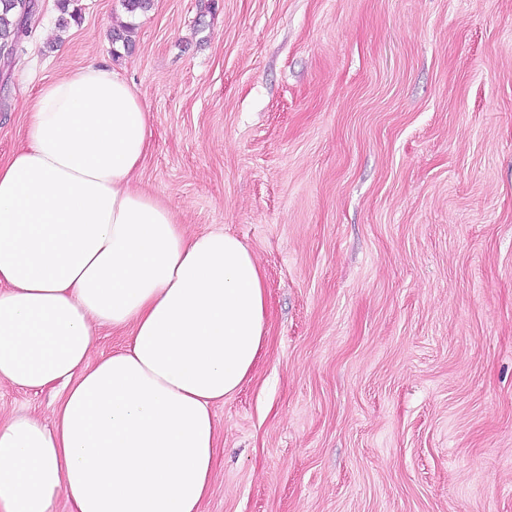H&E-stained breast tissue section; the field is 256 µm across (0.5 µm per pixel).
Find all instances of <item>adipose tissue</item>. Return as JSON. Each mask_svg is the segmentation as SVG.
<instances>
[{
	"mask_svg": "<svg viewBox=\"0 0 512 512\" xmlns=\"http://www.w3.org/2000/svg\"><path fill=\"white\" fill-rule=\"evenodd\" d=\"M150 115L98 61L44 84L26 144L0 163V381L66 390L54 426L0 423V512H199L212 406L265 340L262 268L235 236H185L132 188ZM128 344L89 357L101 325Z\"/></svg>",
	"mask_w": 512,
	"mask_h": 512,
	"instance_id": "obj_1",
	"label": "adipose tissue"
}]
</instances>
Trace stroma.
Masks as SVG:
<instances>
[{
  "label": "stroma",
  "instance_id": "obj_1",
  "mask_svg": "<svg viewBox=\"0 0 512 512\" xmlns=\"http://www.w3.org/2000/svg\"><path fill=\"white\" fill-rule=\"evenodd\" d=\"M80 4L62 50L57 0L0 50V162L104 62L151 114L134 186L265 272L201 512H512V0ZM59 400L0 383V421Z\"/></svg>",
  "mask_w": 512,
  "mask_h": 512
}]
</instances>
